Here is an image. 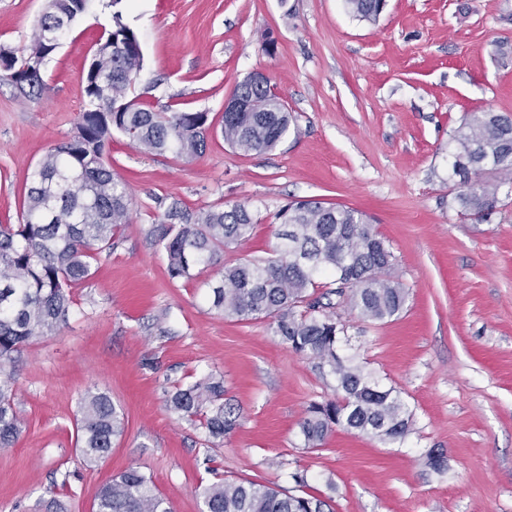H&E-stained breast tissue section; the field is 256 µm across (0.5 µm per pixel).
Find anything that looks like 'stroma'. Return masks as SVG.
I'll return each instance as SVG.
<instances>
[{
	"label": "stroma",
	"instance_id": "35a3bbf8",
	"mask_svg": "<svg viewBox=\"0 0 512 512\" xmlns=\"http://www.w3.org/2000/svg\"><path fill=\"white\" fill-rule=\"evenodd\" d=\"M47 0H0V47L22 50ZM138 35L131 94L154 109L221 120L224 101L264 72L293 117L267 153L214 135L202 154L142 152L114 134L109 161L130 198L107 260L73 290L68 324L14 364L22 434L0 448V512H92L99 487L129 468L151 477L174 512H203L223 477L294 489L332 512H512V195L487 221L458 215L448 183L453 132L474 112L512 116V0H388L376 22L344 0H90L47 58L41 98L0 80V223L19 220L24 182L49 147L71 138L85 75L113 10ZM197 211L248 206L251 236L224 264L273 256L274 215L292 200L362 211L394 256L408 297L391 320L361 318L331 296L353 359L412 414L403 445L336 429L305 447L298 422L336 380L295 353L270 320L211 310L208 274L170 279L153 228L172 201ZM223 377L239 426L209 442L172 414L166 394ZM106 393L124 430L106 458L76 449L86 391ZM442 450L446 469L426 464Z\"/></svg>",
	"mask_w": 512,
	"mask_h": 512
}]
</instances>
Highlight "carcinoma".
Returning a JSON list of instances; mask_svg holds the SVG:
<instances>
[{
  "instance_id": "carcinoma-1",
  "label": "carcinoma",
  "mask_w": 512,
  "mask_h": 512,
  "mask_svg": "<svg viewBox=\"0 0 512 512\" xmlns=\"http://www.w3.org/2000/svg\"><path fill=\"white\" fill-rule=\"evenodd\" d=\"M76 0H48L39 27L61 33L78 18ZM354 17L376 21L381 0H345ZM127 28L120 12L111 31L100 38L97 84L86 93L75 135L46 151L27 178L20 221L0 224V448L21 434L13 408V364L32 341L53 336L69 321L72 289L91 276L92 264L111 250L118 228L128 223L125 185L107 162L112 134L119 132L143 150L177 157L203 152L212 129L209 114L156 111L129 98L143 55L112 45V32ZM235 92L250 98L254 112L224 113L221 135L243 153L275 149L290 126L286 112H267V87L239 84ZM448 178H458L459 213L484 221L499 203L502 182L489 185L476 177L490 172L512 175V117L473 112L451 138ZM275 219L284 226L277 255L221 264L224 249L251 235L254 217L244 205H220L191 211L174 201L168 206L155 242L166 254L173 280H191L215 268L211 307L226 317H264L294 352L328 367L336 378L337 397L308 405L299 422L307 448H317L338 427L401 444L412 416L402 401L370 374L338 356L345 325L326 312L329 295L347 297L362 318L384 322L398 315L405 288L382 272L392 253L374 226L356 209L300 200L283 206ZM326 288L322 297L316 289ZM168 410L181 418H200L208 436L221 439L239 425L240 414L224 399V380L208 375L168 394ZM77 447L84 462L105 458L123 432V415L105 393L89 392L77 419ZM204 512H330L325 501L288 489L222 479L204 487ZM96 512H172L152 481L130 468L104 484Z\"/></svg>"
}]
</instances>
